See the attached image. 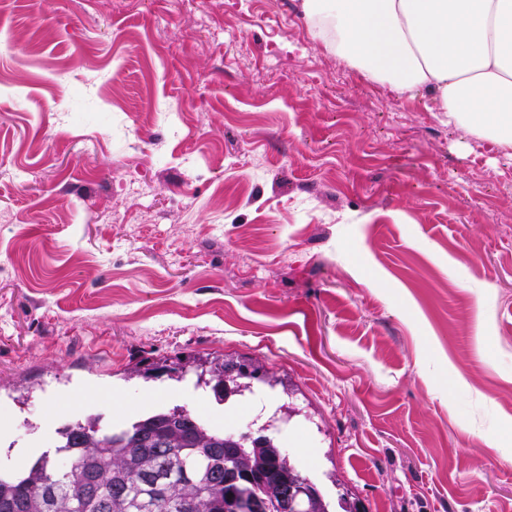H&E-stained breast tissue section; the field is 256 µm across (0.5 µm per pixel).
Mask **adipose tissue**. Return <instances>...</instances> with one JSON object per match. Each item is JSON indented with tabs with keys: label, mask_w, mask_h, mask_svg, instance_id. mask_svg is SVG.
Here are the masks:
<instances>
[{
	"label": "adipose tissue",
	"mask_w": 512,
	"mask_h": 512,
	"mask_svg": "<svg viewBox=\"0 0 512 512\" xmlns=\"http://www.w3.org/2000/svg\"><path fill=\"white\" fill-rule=\"evenodd\" d=\"M314 40L512 150V0H299Z\"/></svg>",
	"instance_id": "ef3b65f1"
}]
</instances>
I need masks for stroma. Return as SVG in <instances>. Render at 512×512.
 Wrapping results in <instances>:
<instances>
[{
    "label": "stroma",
    "mask_w": 512,
    "mask_h": 512,
    "mask_svg": "<svg viewBox=\"0 0 512 512\" xmlns=\"http://www.w3.org/2000/svg\"><path fill=\"white\" fill-rule=\"evenodd\" d=\"M260 359L366 512H512V153L348 67L298 0H0V442L236 414L127 370ZM35 435H28V427Z\"/></svg>",
    "instance_id": "35a3bbf8"
}]
</instances>
